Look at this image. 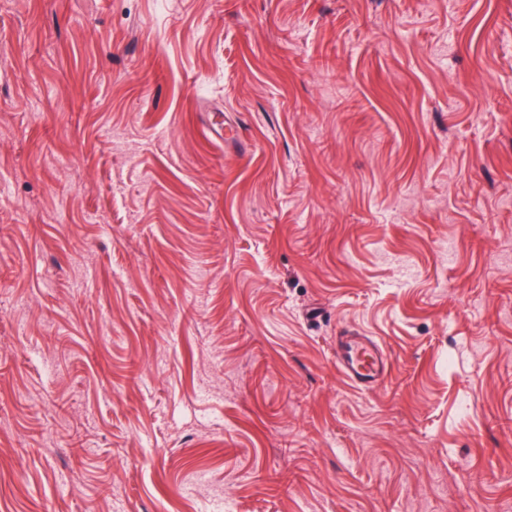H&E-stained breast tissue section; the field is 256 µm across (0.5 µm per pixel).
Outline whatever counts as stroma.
Instances as JSON below:
<instances>
[{"label": "stroma", "instance_id": "obj_1", "mask_svg": "<svg viewBox=\"0 0 512 512\" xmlns=\"http://www.w3.org/2000/svg\"><path fill=\"white\" fill-rule=\"evenodd\" d=\"M0 512H512V0H0ZM336 366L350 382L367 390L382 384L390 371L383 347L369 336H336Z\"/></svg>", "mask_w": 512, "mask_h": 512}]
</instances>
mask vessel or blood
I'll list each match as a JSON object with an SVG mask.
<instances>
[{
    "instance_id": "1",
    "label": "vessel or blood",
    "mask_w": 512,
    "mask_h": 512,
    "mask_svg": "<svg viewBox=\"0 0 512 512\" xmlns=\"http://www.w3.org/2000/svg\"><path fill=\"white\" fill-rule=\"evenodd\" d=\"M336 366L350 382L368 390L382 384L390 371L383 347L369 336L337 337Z\"/></svg>"
}]
</instances>
